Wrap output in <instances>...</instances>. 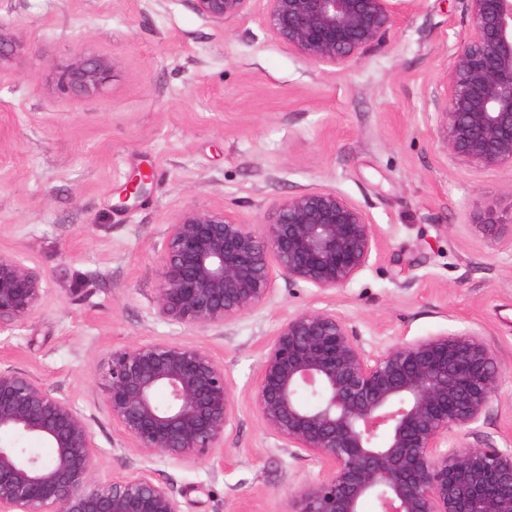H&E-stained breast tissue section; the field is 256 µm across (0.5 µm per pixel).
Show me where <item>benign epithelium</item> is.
Here are the masks:
<instances>
[{
	"label": "benign epithelium",
	"instance_id": "7a95c632",
	"mask_svg": "<svg viewBox=\"0 0 512 512\" xmlns=\"http://www.w3.org/2000/svg\"><path fill=\"white\" fill-rule=\"evenodd\" d=\"M222 25L249 0H193ZM270 29L319 65L341 66L382 43L392 0H269ZM470 35L454 53L439 106L448 153L479 171L512 167V0H460ZM0 18V76L17 50ZM114 61L79 52L53 67L57 92L77 101L112 83ZM375 225L335 190L289 197L262 224L186 208L167 225L156 315L191 328L223 326L267 303L276 278L321 291L349 283L379 253ZM36 268L0 253V329L38 311ZM500 362L477 331L441 333L368 351L330 309L288 316L263 354L253 402L267 434L317 459L323 477L293 495V512H512V448L448 441L497 395ZM98 386L105 408L141 453L195 461L224 446L236 395L224 364L174 340L114 348ZM168 393L164 403L158 390ZM34 437L48 458L8 441ZM96 444L87 416L36 376L0 366V512H183L152 472L91 484Z\"/></svg>",
	"mask_w": 512,
	"mask_h": 512
}]
</instances>
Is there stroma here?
Returning a JSON list of instances; mask_svg holds the SVG:
<instances>
[{
  "label": "stroma",
  "mask_w": 512,
  "mask_h": 512,
  "mask_svg": "<svg viewBox=\"0 0 512 512\" xmlns=\"http://www.w3.org/2000/svg\"><path fill=\"white\" fill-rule=\"evenodd\" d=\"M268 0L219 26L192 0H0L20 50L0 77V252L40 270L38 311L0 332V364L39 377L81 409L97 483L148 468L184 512H291L323 474L279 448L251 401L261 358L288 314L331 309L366 349L475 330L503 371L466 443L512 441V169L477 171L448 154L436 104L465 41L458 0H411L381 45L334 67L269 28ZM114 61L111 85L59 96L51 68L75 53ZM147 193L123 208L133 175ZM337 191L375 225L376 259L344 287L277 279L238 320L190 329L155 297L167 224L182 210L271 220L288 197ZM502 221L479 225L486 209ZM171 339L209 349L237 397L225 450L199 461L146 457L113 424L97 376L112 349Z\"/></svg>",
  "instance_id": "stroma-1"
}]
</instances>
